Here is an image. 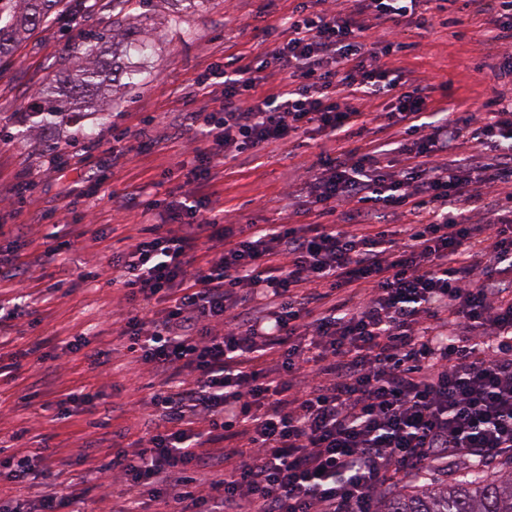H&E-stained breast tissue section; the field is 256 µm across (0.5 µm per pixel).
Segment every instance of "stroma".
<instances>
[{
  "mask_svg": "<svg viewBox=\"0 0 512 512\" xmlns=\"http://www.w3.org/2000/svg\"><path fill=\"white\" fill-rule=\"evenodd\" d=\"M302 0H210L204 8L178 11L174 0H155L149 13L111 16L102 6L90 11H67L49 17L35 30L22 34L13 56L0 65V248L18 263L41 264V237L52 231L68 234L71 246L55 262L42 264L38 280H0V300L24 293L30 306L21 308L6 336L0 337V367L15 365L8 385L0 387V449L41 448L59 472L62 490L85 489L96 498L95 476L79 458L82 442L101 440L103 447L128 446L152 430L157 417L147 404L153 379L120 341L114 340V313L120 289L83 280V273L106 266L126 237L135 235L132 214L123 211L126 196L164 198L183 179L178 163L196 139L183 128L191 108L193 82L224 57L272 50L282 38V21ZM140 29L148 49L128 47L121 62L137 63L136 85H104L89 99L91 115L80 124L63 123L50 129L21 119L24 107L41 105L42 90L57 77L76 74L84 66L78 44L90 33L111 27ZM411 50L389 57L392 69L436 85V100L469 97L471 103L498 97L512 101V80L495 77L483 65V36L463 25L410 29ZM332 141L302 138L275 150L257 149L227 159L224 175L208 192L217 208L235 224H288V193L316 169ZM70 165L67 181L76 183L80 169L101 170L106 183L70 208L62 194L57 165ZM30 182L24 195L14 192L18 182ZM67 278V296L45 297L44 290ZM81 339L89 347L110 344L112 357L105 372L89 368L81 354H66L62 343ZM38 347L55 372L47 389L82 386L98 391L102 408L96 419L107 427H86L85 415L54 418L44 411L34 418L20 396L35 391L38 378L27 352Z\"/></svg>",
  "mask_w": 512,
  "mask_h": 512,
  "instance_id": "35a3bbf8",
  "label": "stroma"
}]
</instances>
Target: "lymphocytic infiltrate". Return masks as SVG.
Returning a JSON list of instances; mask_svg holds the SVG:
<instances>
[{"label": "lymphocytic infiltrate", "mask_w": 512, "mask_h": 512, "mask_svg": "<svg viewBox=\"0 0 512 512\" xmlns=\"http://www.w3.org/2000/svg\"><path fill=\"white\" fill-rule=\"evenodd\" d=\"M319 2L272 51L198 76L205 148L164 199L128 201L140 228L111 283L158 423L112 451L99 489L117 512H377L389 471L512 452V225L470 221L490 188L492 210L512 209V105L442 118L430 86L386 68L420 0ZM466 2L488 49L512 44V0ZM357 94L385 97V124L368 128ZM301 134L369 138L304 180L314 223L228 224L201 195L229 154ZM469 143L491 158L455 159ZM43 460L0 467L41 481L36 512H88Z\"/></svg>", "instance_id": "1"}]
</instances>
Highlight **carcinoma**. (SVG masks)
Returning <instances> with one entry per match:
<instances>
[{"mask_svg":"<svg viewBox=\"0 0 512 512\" xmlns=\"http://www.w3.org/2000/svg\"><path fill=\"white\" fill-rule=\"evenodd\" d=\"M112 15L150 10L153 0H109ZM63 0H0V57L9 53L14 39L31 31L60 11ZM103 33L91 35L80 49L88 61L79 77L67 89L48 87L45 106L32 111L44 127H52L81 117L80 104L87 94L102 84L107 70L99 44ZM379 512H512V460L491 469L483 463H470L459 475L422 478V484L408 491L390 494Z\"/></svg>","mask_w":512,"mask_h":512,"instance_id":"carcinoma-1","label":"carcinoma"}]
</instances>
